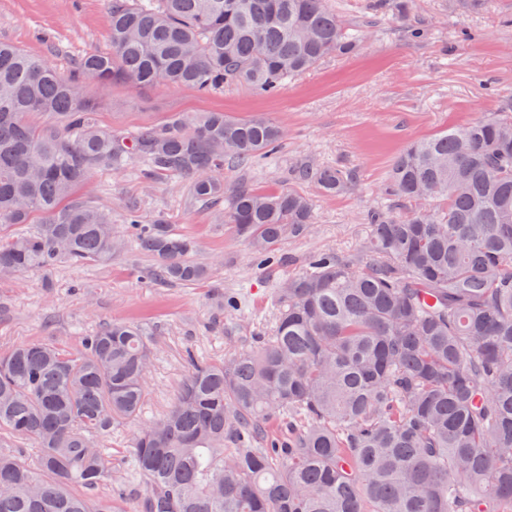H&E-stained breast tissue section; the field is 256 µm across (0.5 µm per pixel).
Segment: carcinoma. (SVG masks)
<instances>
[{
    "instance_id": "1",
    "label": "carcinoma",
    "mask_w": 512,
    "mask_h": 512,
    "mask_svg": "<svg viewBox=\"0 0 512 512\" xmlns=\"http://www.w3.org/2000/svg\"><path fill=\"white\" fill-rule=\"evenodd\" d=\"M109 13L112 51L82 56L75 80L0 41V275L105 264L134 245L152 276L208 279L196 243L164 218L148 224L130 205L116 227L73 199L94 171L130 163L187 180L259 263L280 260L284 241L312 229V201L245 177L228 185L224 168L278 153L282 127L205 112L109 131L77 81L272 96L351 54L356 37L328 0H110ZM292 175L329 196L356 182L309 160ZM382 191L405 212L369 211L355 253L319 252L282 280L270 335L219 362L188 360L170 410L134 437L140 512H512V114L414 141ZM35 214L33 233L8 231ZM155 349L114 321L77 352L29 342L0 353V434L40 448L33 464L0 453V512H119L70 488L111 476L96 440L139 416ZM277 415L286 439L266 432Z\"/></svg>"
}]
</instances>
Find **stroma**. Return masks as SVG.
I'll list each match as a JSON object with an SVG mask.
<instances>
[{
	"mask_svg": "<svg viewBox=\"0 0 512 512\" xmlns=\"http://www.w3.org/2000/svg\"><path fill=\"white\" fill-rule=\"evenodd\" d=\"M350 33L355 54L332 56L288 82L273 97L240 85L208 94L190 87L144 89L130 82L80 84L103 129L133 132L175 114H263L286 131L282 150L247 173L259 189L291 187V164L306 157L356 170L352 190L322 196L309 184L314 224L279 248L281 262L260 268L231 225L193 204L179 179L142 177L137 165L95 172L76 191L108 209L121 225L127 202L144 220L164 218L199 244L211 274L195 284L150 278L153 261L135 248L105 265L60 263L50 269L0 277V352L27 342L73 351L82 337L115 320L143 326L157 342L147 396L137 422L97 440L108 456L111 483L123 512H136L145 493L130 448L140 425L162 417L176 397L188 358L219 361L249 348L275 318L279 282L305 272L308 257L332 249L354 253L369 233L368 211L388 207L380 193L394 158L413 140L490 116L512 101V0H412L409 18L377 12L375 0H330ZM0 40L44 59L61 75L77 58L111 49L109 0H0ZM237 297L233 313L224 299Z\"/></svg>",
	"mask_w": 512,
	"mask_h": 512,
	"instance_id": "1",
	"label": "stroma"
}]
</instances>
